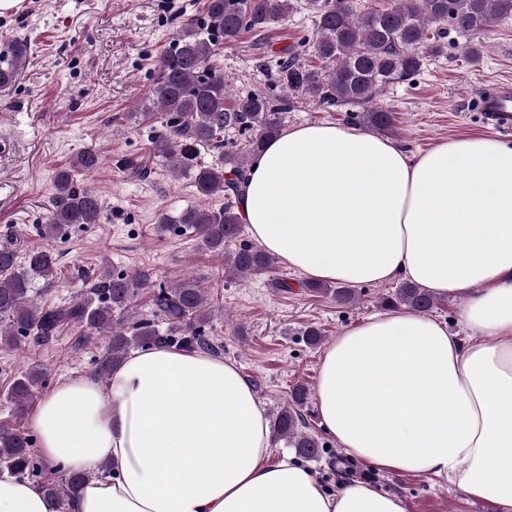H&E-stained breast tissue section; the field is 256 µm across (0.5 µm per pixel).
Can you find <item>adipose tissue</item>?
Returning <instances> with one entry per match:
<instances>
[{"instance_id": "adipose-tissue-1", "label": "adipose tissue", "mask_w": 512, "mask_h": 512, "mask_svg": "<svg viewBox=\"0 0 512 512\" xmlns=\"http://www.w3.org/2000/svg\"><path fill=\"white\" fill-rule=\"evenodd\" d=\"M239 214L311 280L459 300L469 340L409 309L346 328L324 351L316 408L349 458L512 512V146L464 137L411 155L353 126L299 125L266 143ZM29 426L47 465L91 474L70 512H405L371 483L333 493L294 459L272 462L253 383L197 350L152 346L106 381L63 380ZM0 512L61 506L3 477Z\"/></svg>"}]
</instances>
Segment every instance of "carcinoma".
I'll list each match as a JSON object with an SVG mask.
<instances>
[{
    "mask_svg": "<svg viewBox=\"0 0 512 512\" xmlns=\"http://www.w3.org/2000/svg\"><path fill=\"white\" fill-rule=\"evenodd\" d=\"M295 9L292 0H205L201 15L181 27L172 45L158 61V76L146 95L143 111L129 118L162 120L155 136V154L172 171L190 179L201 200L216 195L227 199L240 195L247 170L261 155L267 141L279 136L282 114L292 109L288 94H308L328 107L354 105L362 108L356 119L380 130L392 127L394 116L378 103L382 85L390 79L419 73L427 53L441 51L444 26L469 35L484 36L495 17L512 16V0H387L381 9L361 8L357 0H305L304 9L314 18L311 47L320 58L333 63L330 71L309 69L288 56L276 60L278 82L285 96L270 98L250 93L230 98L224 73L214 65L222 43L238 40L245 32L262 33ZM27 42L0 44V89L12 88L27 61ZM248 131L249 155L242 157L225 140V134ZM224 150L219 165L200 161L203 149ZM100 165L93 151H81L69 167L54 176L55 193L47 222L40 233L54 237L73 224H97L104 205L93 190L78 184L75 175L90 173ZM172 224L191 230L202 248L224 260L233 279L245 280L268 270L274 258L264 250L241 243L232 252L227 243L241 234V220L232 204L214 209L197 204L183 209L157 226L165 233ZM56 258L47 250H36L18 260L10 247L0 248V348H19L31 334L47 340L67 326H79L104 342V353L96 373L107 378L135 348L174 341L189 349L213 350L212 339L202 332L210 317L205 288L187 277L152 295L151 319L130 320L137 297L151 287L153 273L142 269L133 275L104 270L96 275L78 299L54 308H44L32 293L38 281L53 283ZM313 291L329 295L340 304L354 299L350 288L312 283ZM395 303L419 313L431 311L437 298L417 284L405 282L396 292ZM47 372L32 367L15 376L8 397L21 415L33 399ZM306 388L299 385L292 404L272 417V439L283 441L304 459L319 455L322 444L308 430L302 407ZM0 467L18 478L33 467L32 441L23 432L0 424ZM88 474L72 472L63 484L45 477L44 491L59 500L73 501Z\"/></svg>",
    "mask_w": 512,
    "mask_h": 512,
    "instance_id": "obj_1",
    "label": "carcinoma"
}]
</instances>
